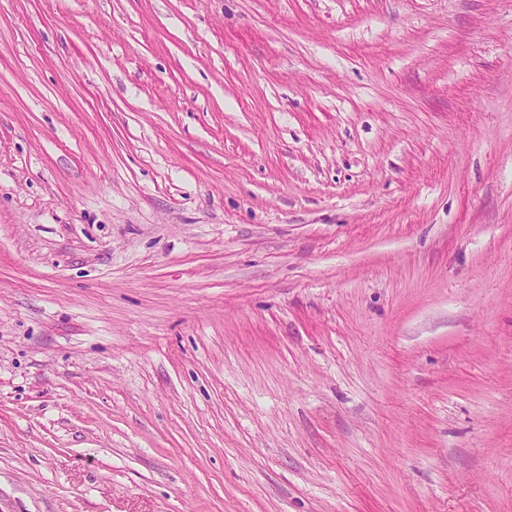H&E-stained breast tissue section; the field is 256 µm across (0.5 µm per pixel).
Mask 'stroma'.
Listing matches in <instances>:
<instances>
[{"instance_id":"1","label":"stroma","mask_w":512,"mask_h":512,"mask_svg":"<svg viewBox=\"0 0 512 512\" xmlns=\"http://www.w3.org/2000/svg\"><path fill=\"white\" fill-rule=\"evenodd\" d=\"M0 512H512V0H0Z\"/></svg>"}]
</instances>
